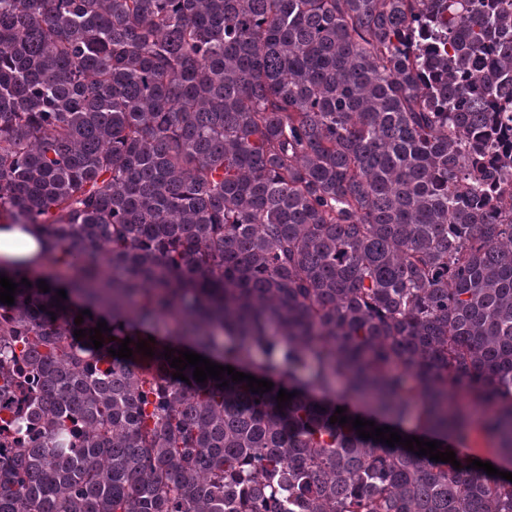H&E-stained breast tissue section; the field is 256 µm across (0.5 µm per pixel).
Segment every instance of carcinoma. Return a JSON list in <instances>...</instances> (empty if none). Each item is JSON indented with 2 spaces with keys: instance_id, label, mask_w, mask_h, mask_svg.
Wrapping results in <instances>:
<instances>
[{
  "instance_id": "obj_1",
  "label": "carcinoma",
  "mask_w": 512,
  "mask_h": 512,
  "mask_svg": "<svg viewBox=\"0 0 512 512\" xmlns=\"http://www.w3.org/2000/svg\"><path fill=\"white\" fill-rule=\"evenodd\" d=\"M509 125L499 0H0V512H512ZM51 242L40 224L0 225V264L2 269L14 261H24L32 269L42 266V258Z\"/></svg>"
}]
</instances>
